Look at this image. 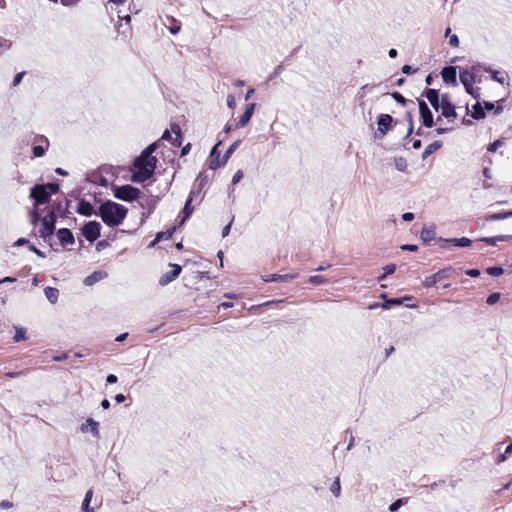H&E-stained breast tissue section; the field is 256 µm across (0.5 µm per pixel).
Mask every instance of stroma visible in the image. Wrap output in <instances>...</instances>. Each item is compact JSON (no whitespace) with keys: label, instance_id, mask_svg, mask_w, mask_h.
I'll return each mask as SVG.
<instances>
[{"label":"stroma","instance_id":"obj_1","mask_svg":"<svg viewBox=\"0 0 512 512\" xmlns=\"http://www.w3.org/2000/svg\"><path fill=\"white\" fill-rule=\"evenodd\" d=\"M78 9L14 0L28 32L12 63L40 62L52 111L0 108V512H136L195 474L193 512L222 489L175 426L173 374L224 347V365L285 345V367L313 391V420L269 449L250 434L223 448L229 473L272 512H336V483L308 484L333 447L334 408L353 401L364 357L383 365L370 406L346 433L371 512H473L479 496L512 512V416L456 421L470 389L495 386L512 340V245L478 205L506 192L512 99L475 125L414 148L380 139L376 112L419 93L444 64L478 61L512 84V0H161L141 37ZM94 24V40L75 32ZM304 44L291 68L289 48ZM142 94L108 97L110 70ZM224 77L222 111L211 82ZM188 153L147 223L99 251L38 246L13 192L47 169L119 163L171 126ZM46 137L44 152L25 148ZM452 326L456 344L431 342ZM155 395L158 423L143 425ZM449 462L422 473L425 457ZM298 492L285 495L282 482Z\"/></svg>","mask_w":512,"mask_h":512}]
</instances>
